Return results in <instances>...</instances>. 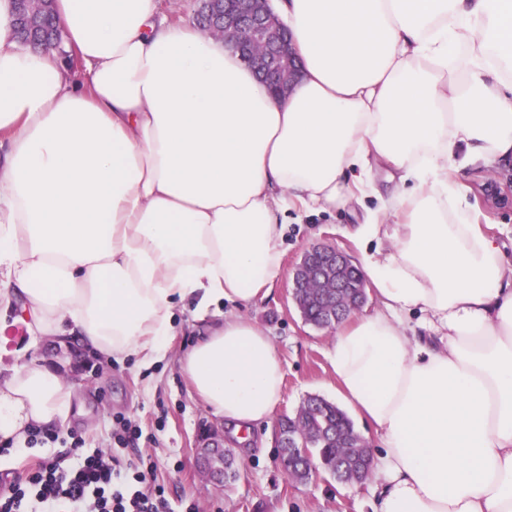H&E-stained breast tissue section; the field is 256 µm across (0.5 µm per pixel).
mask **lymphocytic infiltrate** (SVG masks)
<instances>
[{
	"label": "lymphocytic infiltrate",
	"instance_id": "lymphocytic-infiltrate-1",
	"mask_svg": "<svg viewBox=\"0 0 512 512\" xmlns=\"http://www.w3.org/2000/svg\"><path fill=\"white\" fill-rule=\"evenodd\" d=\"M170 512L167 491L151 468L121 467L103 452L71 465L65 456L41 459L26 482L0 490V512Z\"/></svg>",
	"mask_w": 512,
	"mask_h": 512
}]
</instances>
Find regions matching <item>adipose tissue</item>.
I'll list each match as a JSON object with an SVG mask.
<instances>
[{"mask_svg": "<svg viewBox=\"0 0 512 512\" xmlns=\"http://www.w3.org/2000/svg\"><path fill=\"white\" fill-rule=\"evenodd\" d=\"M0 0V305L33 339L115 359L167 353L173 308L222 316L181 361L238 442L283 368L224 303L267 296L289 210L358 197L352 235L378 310L337 332L336 391L380 439L376 512H512V263L461 176L512 156V0H278L302 62L271 94L157 0H54L84 65L18 47ZM398 174L381 191L374 166ZM419 312L422 335L404 314ZM71 393L0 360V437L55 427Z\"/></svg>", "mask_w": 512, "mask_h": 512, "instance_id": "adipose-tissue-1", "label": "adipose tissue"}]
</instances>
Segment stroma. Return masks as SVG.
<instances>
[{
    "instance_id": "stroma-1",
    "label": "stroma",
    "mask_w": 512,
    "mask_h": 512,
    "mask_svg": "<svg viewBox=\"0 0 512 512\" xmlns=\"http://www.w3.org/2000/svg\"><path fill=\"white\" fill-rule=\"evenodd\" d=\"M510 168L512 157L469 167L463 186L479 224L499 239L512 260V206H491L478 189L492 174ZM377 207L376 199L366 197L336 212L311 213L301 222H288L282 274L271 293L246 307H224L225 313L260 325L276 347L284 368L276 418L294 415L310 395L334 403L339 400L327 357L334 333L305 323L290 294L292 277L302 253L318 243L334 245L353 261H360V251L348 231L364 223ZM202 328L190 308H177L166 358L150 365L135 356L117 363L90 355L77 342L64 349L48 339L30 344L25 324L12 313H1L0 349L8 352L9 362L20 365L35 359L56 367L75 403L67 422L57 429L59 441L0 456V473L25 477L40 457L67 452L61 439L74 433L82 438L84 453L112 452L124 465L140 458L153 463L174 512H185L191 504L200 512H375L374 482L339 484L325 474L306 484L289 479L277 464L274 422L254 427L247 445H234L236 480L219 488L202 478L197 438L206 428L223 430L224 422L194 394L179 364ZM118 415L141 428L138 449L117 446L113 440Z\"/></svg>"
}]
</instances>
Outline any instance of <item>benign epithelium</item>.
Instances as JSON below:
<instances>
[{
	"label": "benign epithelium",
	"mask_w": 512,
	"mask_h": 512,
	"mask_svg": "<svg viewBox=\"0 0 512 512\" xmlns=\"http://www.w3.org/2000/svg\"><path fill=\"white\" fill-rule=\"evenodd\" d=\"M222 5L221 22L211 26V37L221 39L241 58L256 70L262 82L278 94L286 93L298 74V65L293 52L291 37L272 11L270 0H208ZM483 194L495 204L507 206L512 203V172L489 179L483 187ZM352 268L351 259L333 245L319 244L306 250L296 266L292 279V293L301 288H321L326 291L325 311L331 321L326 327L335 328L340 316L346 312L360 310L365 300L355 305L347 303V284L344 273ZM285 428H278L281 441L288 443L291 452L288 461L304 463L315 479L319 469L314 465V456L306 443L297 441L291 435L284 437ZM344 448H362L363 462L370 461L371 450L368 442L359 434L349 437L337 436ZM234 457L224 447V436L209 431L202 436L199 446L200 468L203 476L220 484L224 479V465Z\"/></svg>",
	"instance_id": "benign-epithelium-1"
}]
</instances>
